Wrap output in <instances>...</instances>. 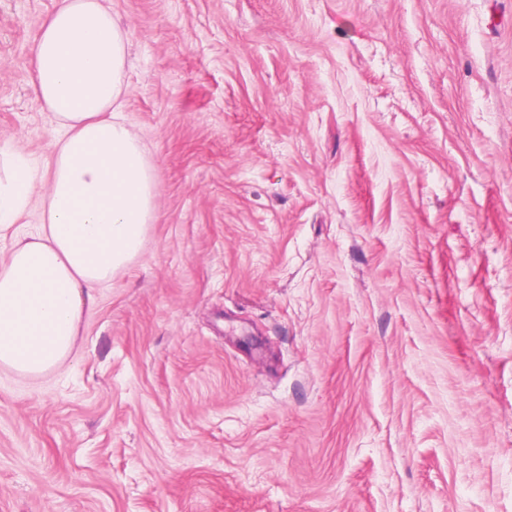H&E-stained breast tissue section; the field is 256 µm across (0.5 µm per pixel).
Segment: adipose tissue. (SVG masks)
<instances>
[{"label": "adipose tissue", "mask_w": 512, "mask_h": 512, "mask_svg": "<svg viewBox=\"0 0 512 512\" xmlns=\"http://www.w3.org/2000/svg\"><path fill=\"white\" fill-rule=\"evenodd\" d=\"M37 101L61 132L45 167L0 147V231L39 199L41 229L0 263V367L52 370L72 352L93 291L143 247L155 175L113 114L127 43L104 0H58L33 45Z\"/></svg>", "instance_id": "obj_1"}]
</instances>
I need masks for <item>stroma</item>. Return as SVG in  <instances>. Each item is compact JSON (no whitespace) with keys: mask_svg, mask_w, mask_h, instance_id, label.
I'll list each match as a JSON object with an SVG mask.
<instances>
[{"mask_svg":"<svg viewBox=\"0 0 512 512\" xmlns=\"http://www.w3.org/2000/svg\"><path fill=\"white\" fill-rule=\"evenodd\" d=\"M0 0V146L57 137ZM143 249L0 368V512H512V0H109Z\"/></svg>","mask_w":512,"mask_h":512,"instance_id":"obj_1","label":"stroma"}]
</instances>
